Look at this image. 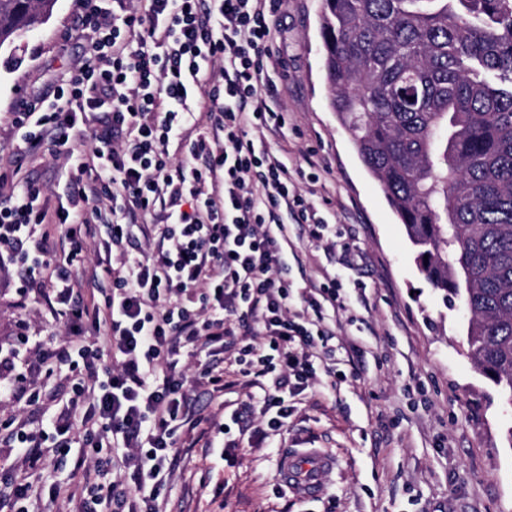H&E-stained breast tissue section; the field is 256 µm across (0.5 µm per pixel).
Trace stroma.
<instances>
[{
  "mask_svg": "<svg viewBox=\"0 0 512 512\" xmlns=\"http://www.w3.org/2000/svg\"><path fill=\"white\" fill-rule=\"evenodd\" d=\"M73 0H57L17 63L0 53V171H12L15 99L45 94L88 49L71 32ZM276 55L288 112L271 148L290 166H314L318 182L297 186L335 223L336 236L313 240L288 227V279L294 287L331 277L343 284L331 341L334 376L319 375L288 426L292 451H326L336 467L323 493L282 490L283 450L244 444L235 466L219 452L188 451L162 498L163 512H512V405L467 356L468 315L447 306L417 267L403 224L379 182L359 160L349 131L328 107L319 28L321 0H286ZM19 179L42 185L49 204L73 169L65 157L24 164ZM63 330L45 302L20 291L13 264L0 266V346L50 339Z\"/></svg>",
  "mask_w": 512,
  "mask_h": 512,
  "instance_id": "obj_1",
  "label": "stroma"
}]
</instances>
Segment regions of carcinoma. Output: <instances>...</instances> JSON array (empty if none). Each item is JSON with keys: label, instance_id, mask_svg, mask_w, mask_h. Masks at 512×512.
<instances>
[{"label": "carcinoma", "instance_id": "obj_1", "mask_svg": "<svg viewBox=\"0 0 512 512\" xmlns=\"http://www.w3.org/2000/svg\"><path fill=\"white\" fill-rule=\"evenodd\" d=\"M56 0H0L10 56ZM329 106L512 404V0H323Z\"/></svg>", "mask_w": 512, "mask_h": 512}]
</instances>
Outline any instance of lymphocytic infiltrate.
Listing matches in <instances>:
<instances>
[{"mask_svg": "<svg viewBox=\"0 0 512 512\" xmlns=\"http://www.w3.org/2000/svg\"><path fill=\"white\" fill-rule=\"evenodd\" d=\"M281 0H79L74 30L90 48L52 99L10 115L23 156L91 140L75 156L68 203L48 210L43 189L0 200V255L22 258L61 338L20 360L0 354V400H23L9 377L26 365L61 374L71 396L45 429L17 424L8 439L29 470L49 451L77 447L70 479L43 487L10 480L1 505L31 497L74 512H160L185 441L234 462L243 435L288 432L297 397L328 369V280L295 291L288 225L323 238L328 219L298 191L297 171L256 131L282 134L268 69ZM54 225L50 249L41 225ZM149 241L122 267L98 257L82 299L75 268L88 239ZM216 401L250 388L228 419L205 422L195 395Z\"/></svg>", "mask_w": 512, "mask_h": 512, "instance_id": "f902f5d3", "label": "lymphocytic infiltrate"}]
</instances>
